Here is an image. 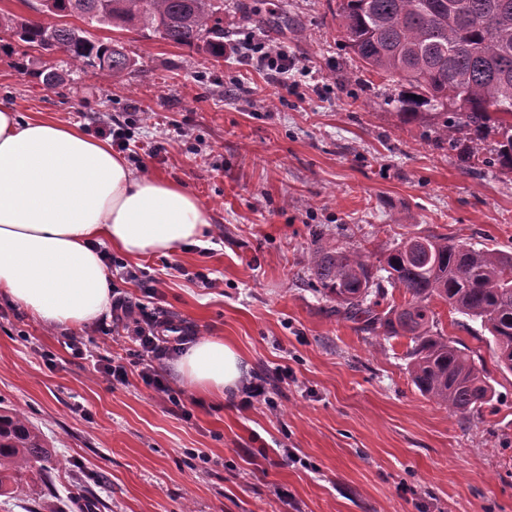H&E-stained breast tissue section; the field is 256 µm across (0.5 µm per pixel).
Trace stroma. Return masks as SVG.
Masks as SVG:
<instances>
[{"label":"stroma","mask_w":512,"mask_h":512,"mask_svg":"<svg viewBox=\"0 0 512 512\" xmlns=\"http://www.w3.org/2000/svg\"><path fill=\"white\" fill-rule=\"evenodd\" d=\"M255 2L224 0V41L287 46L297 62L289 90L242 56L216 62L137 30L94 31L135 61L117 80L60 52L15 41L0 50V100L94 139L112 120L128 122L130 165L182 183L207 210L202 242L127 259L114 288L199 337L223 338L248 376L291 371L276 385V410L243 409L239 392L190 386L173 354L164 368L194 404L187 420L142 382L135 345L114 343L112 326L49 327L0 297V408L23 412L55 450L49 477L1 495L0 512L48 503L73 512L78 498L96 512H512V374L497 369L488 332L437 305L444 334L482 359L495 389L480 413L452 417L411 383L408 338L337 318L308 272L317 228L327 246H361L374 261L428 232L512 253V173L465 168L460 147L434 138L433 115L409 119L394 105L399 83L361 88L336 0H269L299 37L256 29L243 9ZM46 66L63 74L55 87L36 76ZM157 142L166 152L148 157ZM127 267L159 279L156 297ZM71 334L86 356L68 347ZM115 357L129 373L117 387L99 374ZM249 448L266 459L252 463Z\"/></svg>","instance_id":"1"}]
</instances>
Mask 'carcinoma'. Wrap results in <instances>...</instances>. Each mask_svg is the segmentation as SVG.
I'll list each match as a JSON object with an SVG mask.
<instances>
[{
	"label": "carcinoma",
	"mask_w": 512,
	"mask_h": 512,
	"mask_svg": "<svg viewBox=\"0 0 512 512\" xmlns=\"http://www.w3.org/2000/svg\"><path fill=\"white\" fill-rule=\"evenodd\" d=\"M55 17L75 16L93 27L150 31L177 47L224 58V0H55ZM336 21L363 71L397 79L411 95L399 108H425L439 141L469 143L467 166L512 172V0H336ZM248 18L281 32L288 17L255 8ZM0 28L27 46L60 51L83 71L120 76L135 66L121 42L94 38L66 23L0 18ZM493 153L480 155L487 135ZM310 275L336 314L368 332L406 336L412 384L448 415L478 413L495 391L485 365L438 331L436 301L480 324L492 337L496 367L512 373V253L463 247L446 234L402 239L374 273L369 255L314 232ZM404 300L381 308L384 283ZM53 449L17 410L0 409V493L25 476L40 475Z\"/></svg>",
	"instance_id": "cac0c4a2"
}]
</instances>
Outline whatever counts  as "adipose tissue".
Returning a JSON list of instances; mask_svg holds the SVG:
<instances>
[{
  "instance_id": "adipose-tissue-1",
  "label": "adipose tissue",
  "mask_w": 512,
  "mask_h": 512,
  "mask_svg": "<svg viewBox=\"0 0 512 512\" xmlns=\"http://www.w3.org/2000/svg\"><path fill=\"white\" fill-rule=\"evenodd\" d=\"M209 226L183 184L135 170L77 127L0 103V295L44 324L78 327L108 311L112 274L97 246L131 258L164 254L200 242ZM178 370L219 395L245 372L216 337L191 346Z\"/></svg>"
}]
</instances>
